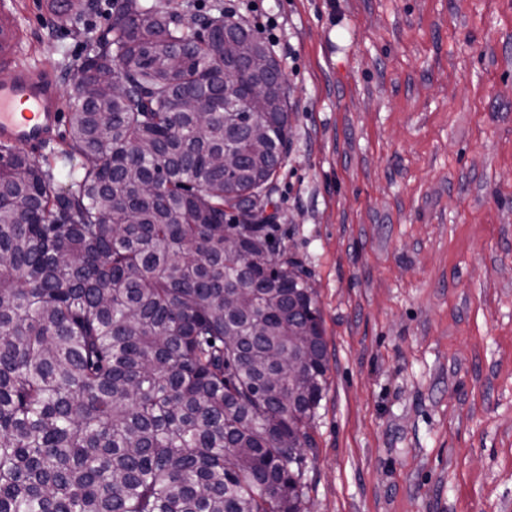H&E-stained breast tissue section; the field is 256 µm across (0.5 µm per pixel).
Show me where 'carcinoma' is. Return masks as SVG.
Instances as JSON below:
<instances>
[{
    "instance_id": "cac0c4a2",
    "label": "carcinoma",
    "mask_w": 512,
    "mask_h": 512,
    "mask_svg": "<svg viewBox=\"0 0 512 512\" xmlns=\"http://www.w3.org/2000/svg\"><path fill=\"white\" fill-rule=\"evenodd\" d=\"M225 20L112 0L59 148L0 142V512L305 508L288 449L313 447L326 346L261 199L288 154L285 81L262 42L224 71ZM298 336L290 381L273 356Z\"/></svg>"
}]
</instances>
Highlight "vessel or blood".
I'll list each match as a JSON object with an SVG mask.
<instances>
[{
    "label": "vessel or blood",
    "instance_id": "vessel-or-blood-1",
    "mask_svg": "<svg viewBox=\"0 0 512 512\" xmlns=\"http://www.w3.org/2000/svg\"><path fill=\"white\" fill-rule=\"evenodd\" d=\"M28 31L16 0H0V140L40 150L55 139L64 119V97L48 72L22 59Z\"/></svg>",
    "mask_w": 512,
    "mask_h": 512
}]
</instances>
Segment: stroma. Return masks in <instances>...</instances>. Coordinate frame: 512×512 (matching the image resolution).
<instances>
[{
	"mask_svg": "<svg viewBox=\"0 0 512 512\" xmlns=\"http://www.w3.org/2000/svg\"><path fill=\"white\" fill-rule=\"evenodd\" d=\"M285 78L276 236L326 388L307 512H512V0H223ZM99 11L22 0L61 90Z\"/></svg>",
	"mask_w": 512,
	"mask_h": 512,
	"instance_id": "obj_1",
	"label": "stroma"
}]
</instances>
